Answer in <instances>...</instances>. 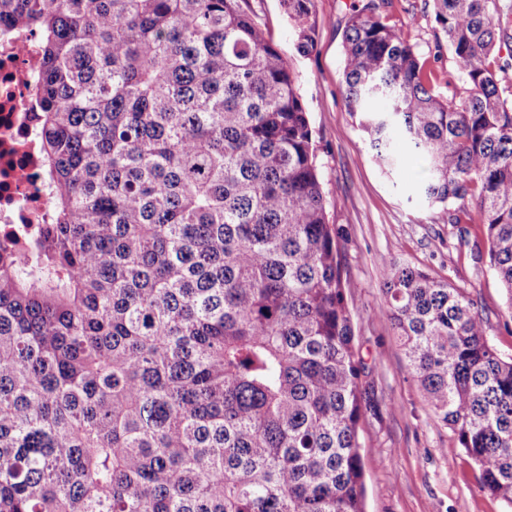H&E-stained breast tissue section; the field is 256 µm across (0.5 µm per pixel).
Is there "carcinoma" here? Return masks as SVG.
<instances>
[{"label":"carcinoma","instance_id":"carcinoma-1","mask_svg":"<svg viewBox=\"0 0 512 512\" xmlns=\"http://www.w3.org/2000/svg\"><path fill=\"white\" fill-rule=\"evenodd\" d=\"M437 92L374 0L343 98L380 166L478 209L512 318V0H434ZM312 51L313 0H281ZM37 32L52 209L0 240V512H365L368 410L299 75L239 0H0ZM507 58L501 59L502 49ZM409 374L512 503V358L467 293L393 265Z\"/></svg>","mask_w":512,"mask_h":512}]
</instances>
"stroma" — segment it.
<instances>
[{
    "mask_svg": "<svg viewBox=\"0 0 512 512\" xmlns=\"http://www.w3.org/2000/svg\"><path fill=\"white\" fill-rule=\"evenodd\" d=\"M354 0H313L315 46L298 54L280 0H240L300 76V93L319 151L331 223L345 231L342 256L355 348L371 408L363 423L367 512H512L484 490L480 471L434 414L408 373V362L379 311L392 263L430 270L464 289L486 321L487 339L512 357V318L490 266L480 224L448 221V209L420 189L423 168L405 152L397 172L372 157L342 95V40ZM386 21L427 60L435 88L458 81L433 0H389Z\"/></svg>",
    "mask_w": 512,
    "mask_h": 512,
    "instance_id": "obj_1",
    "label": "stroma"
}]
</instances>
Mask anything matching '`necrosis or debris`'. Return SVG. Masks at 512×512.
Segmentation results:
<instances>
[{
	"instance_id": "obj_1",
	"label": "necrosis or debris",
	"mask_w": 512,
	"mask_h": 512,
	"mask_svg": "<svg viewBox=\"0 0 512 512\" xmlns=\"http://www.w3.org/2000/svg\"><path fill=\"white\" fill-rule=\"evenodd\" d=\"M38 42L24 32L0 38V235L42 223L51 208L36 146Z\"/></svg>"
}]
</instances>
